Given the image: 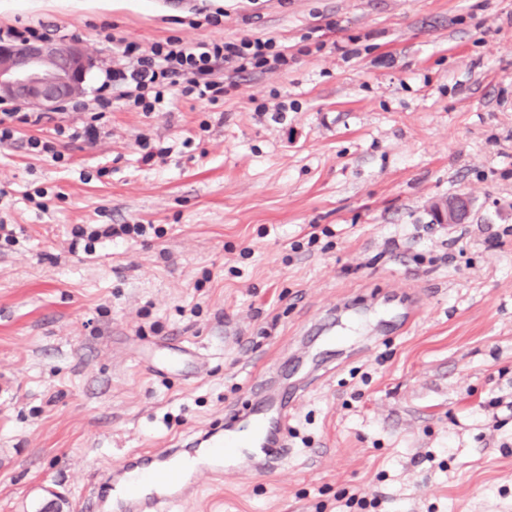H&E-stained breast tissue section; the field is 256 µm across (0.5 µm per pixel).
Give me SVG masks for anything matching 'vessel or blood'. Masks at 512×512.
Instances as JSON below:
<instances>
[{"label": "vessel or blood", "mask_w": 512, "mask_h": 512, "mask_svg": "<svg viewBox=\"0 0 512 512\" xmlns=\"http://www.w3.org/2000/svg\"><path fill=\"white\" fill-rule=\"evenodd\" d=\"M308 387L305 381L274 386L260 379L244 402L225 405L222 430H211L186 449L129 460L125 489L103 482L96 500L81 502L78 512H97V504L106 502L113 512H175L197 495L199 476L236 470L259 476L277 469L288 458V419Z\"/></svg>", "instance_id": "obj_1"}]
</instances>
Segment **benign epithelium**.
Instances as JSON below:
<instances>
[{"mask_svg":"<svg viewBox=\"0 0 512 512\" xmlns=\"http://www.w3.org/2000/svg\"><path fill=\"white\" fill-rule=\"evenodd\" d=\"M94 60L78 41L0 46V99L16 100L44 110L84 93ZM437 224H463L469 217L465 195L432 202Z\"/></svg>","mask_w":512,"mask_h":512,"instance_id":"7a95c632","label":"benign epithelium"}]
</instances>
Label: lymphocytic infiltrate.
Segmentation results:
<instances>
[{
	"instance_id": "f902f5d3",
	"label": "lymphocytic infiltrate",
	"mask_w": 512,
	"mask_h": 512,
	"mask_svg": "<svg viewBox=\"0 0 512 512\" xmlns=\"http://www.w3.org/2000/svg\"><path fill=\"white\" fill-rule=\"evenodd\" d=\"M120 53L124 64L107 71L100 95L90 103L75 101L68 105L69 110L89 114L84 135H93L111 101L154 112L166 107V95L175 87L182 96L213 104L224 95L225 74L273 72L288 64L287 45L271 37L198 42L169 37L145 48L126 42ZM150 231L147 224H107L78 226L72 235L74 243L82 244L89 254L100 240L139 238Z\"/></svg>"
}]
</instances>
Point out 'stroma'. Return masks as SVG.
Listing matches in <instances>:
<instances>
[{"mask_svg": "<svg viewBox=\"0 0 512 512\" xmlns=\"http://www.w3.org/2000/svg\"><path fill=\"white\" fill-rule=\"evenodd\" d=\"M25 25L84 43L89 99L115 38L272 36L290 60L215 104L113 102L92 140L50 110L0 142V512H77L101 469L315 357L332 373L287 462L201 476L177 512H512V0H0V29ZM455 194L468 222L434 223ZM134 222L163 234L70 250L76 225ZM406 295L416 325L371 341ZM341 299L365 319L329 344Z\"/></svg>", "mask_w": 512, "mask_h": 512, "instance_id": "obj_1", "label": "stroma"}]
</instances>
